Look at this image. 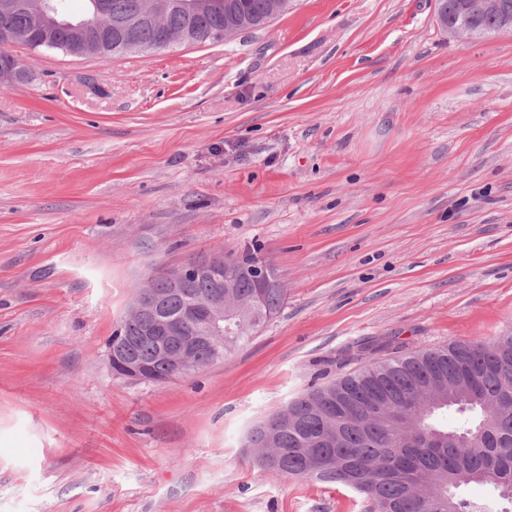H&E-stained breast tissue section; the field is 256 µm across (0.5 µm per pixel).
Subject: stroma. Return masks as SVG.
Masks as SVG:
<instances>
[{
	"instance_id": "1",
	"label": "stroma",
	"mask_w": 512,
	"mask_h": 512,
	"mask_svg": "<svg viewBox=\"0 0 512 512\" xmlns=\"http://www.w3.org/2000/svg\"><path fill=\"white\" fill-rule=\"evenodd\" d=\"M0 86V512H368L250 429L363 362L512 331V31L435 0H293L234 39L21 46ZM259 251L288 290L208 368L113 377L159 266ZM453 21L457 26L446 25L442 23L443 29L453 35L467 34L468 29L461 27H476L484 31L485 36H490L499 33L501 30L497 29V23L491 17H472L468 15H455Z\"/></svg>"
}]
</instances>
